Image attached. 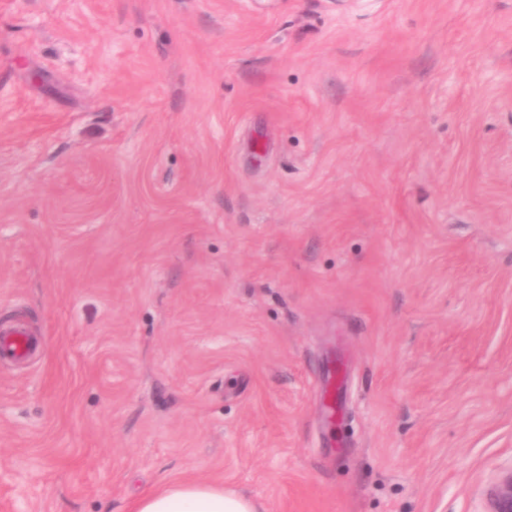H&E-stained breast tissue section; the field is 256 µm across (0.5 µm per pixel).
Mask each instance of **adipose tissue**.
Listing matches in <instances>:
<instances>
[{
    "instance_id": "obj_1",
    "label": "adipose tissue",
    "mask_w": 512,
    "mask_h": 512,
    "mask_svg": "<svg viewBox=\"0 0 512 512\" xmlns=\"http://www.w3.org/2000/svg\"><path fill=\"white\" fill-rule=\"evenodd\" d=\"M133 512H259V509L251 499L224 487L179 480L137 499Z\"/></svg>"
}]
</instances>
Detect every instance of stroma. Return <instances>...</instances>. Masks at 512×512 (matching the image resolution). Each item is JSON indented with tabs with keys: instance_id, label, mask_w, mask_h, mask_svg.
<instances>
[{
	"instance_id": "1",
	"label": "stroma",
	"mask_w": 512,
	"mask_h": 512,
	"mask_svg": "<svg viewBox=\"0 0 512 512\" xmlns=\"http://www.w3.org/2000/svg\"><path fill=\"white\" fill-rule=\"evenodd\" d=\"M14 328L0 512L177 478L484 512L512 470V0H0ZM4 340L0 342L2 352H9L15 356L27 355L31 348V342L27 333L22 330H11L6 332Z\"/></svg>"
}]
</instances>
